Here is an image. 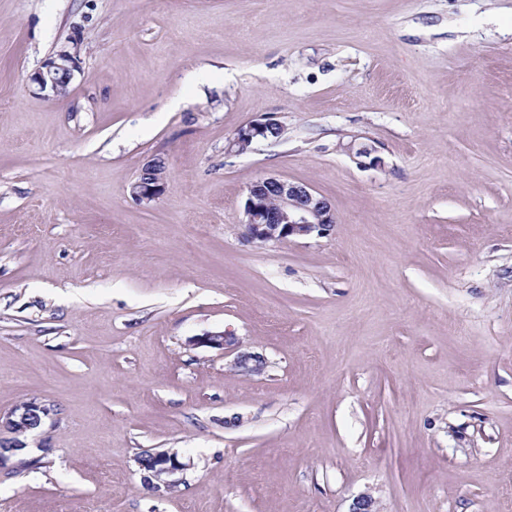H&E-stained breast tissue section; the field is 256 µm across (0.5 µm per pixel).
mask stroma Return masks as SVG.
I'll list each match as a JSON object with an SVG mask.
<instances>
[{
  "instance_id": "obj_1",
  "label": "stroma",
  "mask_w": 512,
  "mask_h": 512,
  "mask_svg": "<svg viewBox=\"0 0 512 512\" xmlns=\"http://www.w3.org/2000/svg\"><path fill=\"white\" fill-rule=\"evenodd\" d=\"M269 174L331 233L248 242ZM32 397L0 512H512V0H0V410ZM76 68V56L68 51H61L47 59L31 75L30 80L44 98H61L67 95ZM275 127L283 129L279 123L272 119L253 121L237 130L230 146L231 148H236L237 152H244L248 150L254 142L269 140L268 133ZM153 166L154 161L147 162L131 188L132 194L140 201L151 202L165 192L166 178H156L152 171ZM197 345L207 346L213 349L226 352L236 351L231 367L236 372L245 375H259L263 373L267 366L266 359L263 355L239 351V342L235 336L226 333V331L207 332L193 340ZM142 457L148 459L146 466V478L157 485L163 484L167 488L174 485L170 477L177 472L185 469L186 464L182 462L176 452L170 450H159L157 448L144 449L141 453Z\"/></svg>"
}]
</instances>
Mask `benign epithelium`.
<instances>
[{
    "instance_id": "obj_1",
    "label": "benign epithelium",
    "mask_w": 512,
    "mask_h": 512,
    "mask_svg": "<svg viewBox=\"0 0 512 512\" xmlns=\"http://www.w3.org/2000/svg\"><path fill=\"white\" fill-rule=\"evenodd\" d=\"M76 68V56L61 51L47 59L30 80L45 98H61L67 95ZM277 126L279 123L271 119L253 121L237 130L230 146L244 152L253 143L269 139V131ZM153 166L154 162H147L132 185V194L141 201L151 202L165 192L166 179L155 177ZM242 224L246 238L262 247L291 238L327 235L333 229L335 216L328 201L310 188L270 175L249 187ZM194 342L236 353L231 367L245 375H259L267 366L264 356L239 350L237 338L224 331L207 332ZM53 412V406L34 397L0 412V463L22 451L25 444L20 437L41 428ZM141 456L147 458V479L168 488L174 485L170 477L186 467L178 454L170 450L148 448Z\"/></svg>"
}]
</instances>
